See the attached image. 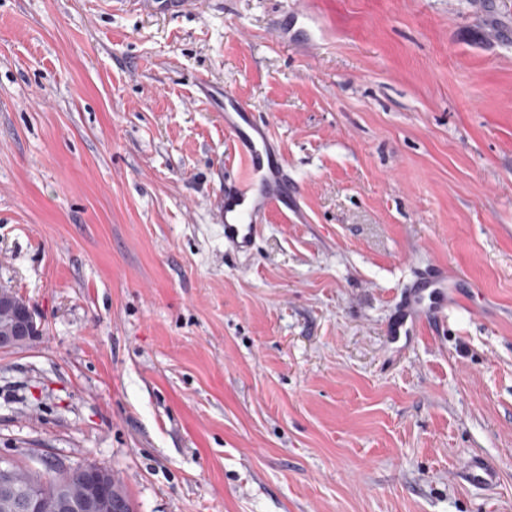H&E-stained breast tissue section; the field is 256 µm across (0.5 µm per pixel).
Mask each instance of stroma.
<instances>
[{
    "label": "stroma",
    "mask_w": 512,
    "mask_h": 512,
    "mask_svg": "<svg viewBox=\"0 0 512 512\" xmlns=\"http://www.w3.org/2000/svg\"><path fill=\"white\" fill-rule=\"evenodd\" d=\"M223 86L299 204L247 256ZM434 263L468 304L395 352ZM0 283V457L135 512H512V0H0ZM0 313L8 319L5 326H0L1 350L23 345L39 334L28 302L3 285H0ZM460 479L472 488L491 492L499 482V471L479 455L469 457L458 470ZM87 468H94L109 473L96 465H87L83 468L70 470L65 476V486H67L73 494H79L81 491L87 477L84 470ZM97 470L89 473L82 497L78 500L70 501L67 505V510L71 512L119 511L112 502L113 500H119L124 503V509L119 512H134L130 499L115 478H112V494H106L104 492V488L109 486L108 480L104 473Z\"/></svg>",
    "instance_id": "35a3bbf8"
}]
</instances>
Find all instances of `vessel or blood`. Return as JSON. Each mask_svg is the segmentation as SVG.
Segmentation results:
<instances>
[{
    "mask_svg": "<svg viewBox=\"0 0 512 512\" xmlns=\"http://www.w3.org/2000/svg\"><path fill=\"white\" fill-rule=\"evenodd\" d=\"M224 129L230 135L238 176L214 205V217L224 232V246L248 254L256 246L271 212L287 206L292 183L288 164L270 123L256 121L251 105L232 93L224 95ZM446 267L436 265L417 273L403 287L387 333L395 344L422 340L430 322L457 304ZM472 488L492 491L499 471L481 456L469 457L458 471Z\"/></svg>",
    "mask_w": 512,
    "mask_h": 512,
    "instance_id": "vessel-or-blood-1",
    "label": "vessel or blood"
}]
</instances>
